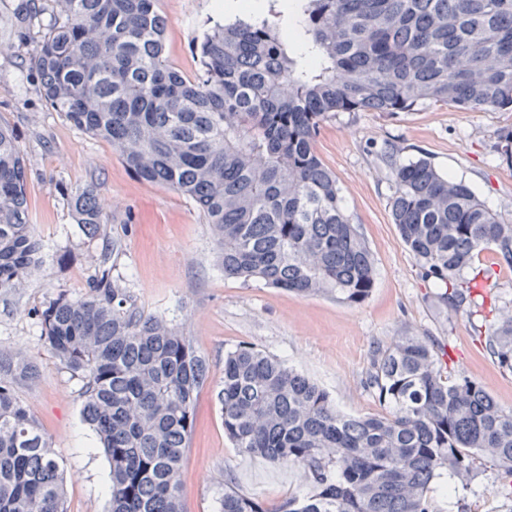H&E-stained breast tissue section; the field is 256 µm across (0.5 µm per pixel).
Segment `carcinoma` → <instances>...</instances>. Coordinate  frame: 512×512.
<instances>
[{"label": "carcinoma", "instance_id": "1", "mask_svg": "<svg viewBox=\"0 0 512 512\" xmlns=\"http://www.w3.org/2000/svg\"><path fill=\"white\" fill-rule=\"evenodd\" d=\"M33 51L45 103L109 141L140 179L189 197L209 224L224 277L360 304L372 255L335 174L315 149L338 112H403L430 100L512 109V0H294L275 23L217 22L183 76L165 55L158 0H17L42 21ZM391 217L422 278L456 313L479 312L477 257L512 267V224L462 181L418 159L391 163ZM75 223L98 235L91 187L72 196ZM45 262L29 221L27 171L0 123V295ZM41 336L82 381L83 417L110 464V512H184L181 466L209 364L192 342L137 304L111 269L89 291H59L36 310ZM487 350L512 371V315ZM30 358L0 353V512H67L48 438L19 401ZM369 386L385 411L347 415L283 360L240 345L224 354L217 399L238 453L300 467L308 492L278 512H437L436 495L468 488L479 465L502 469L512 502V410L476 381L448 376L441 351L401 336L377 353ZM219 512H266L224 483Z\"/></svg>", "mask_w": 512, "mask_h": 512}]
</instances>
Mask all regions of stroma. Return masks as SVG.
Listing matches in <instances>:
<instances>
[{
    "instance_id": "1",
    "label": "stroma",
    "mask_w": 512,
    "mask_h": 512,
    "mask_svg": "<svg viewBox=\"0 0 512 512\" xmlns=\"http://www.w3.org/2000/svg\"><path fill=\"white\" fill-rule=\"evenodd\" d=\"M230 0H159L169 19L166 55L185 75L198 69L194 49L208 18L227 15ZM39 25L0 19V122L13 128L26 158L31 222L47 262L19 293L0 296V351L21 352L39 366L17 396L48 434L63 469L67 512H109V463L82 418L81 383L47 350L33 314L58 291L80 297L116 252L115 271L142 308L177 324L209 363L179 479L187 512H217L225 482L275 512L289 494L303 493V473L238 453L224 434L216 392L224 355L249 345L283 359L329 392L343 411L381 413L367 386L378 350L398 337L420 336L445 348L451 374L466 375L505 410L512 409V372L487 351L477 328L494 315L467 318L442 302L422 278L391 219L390 163L420 158L469 185L493 212L512 223V164L502 130L512 111L460 110L424 101L404 112H340L315 140L335 175L348 213L375 267V285L362 303L330 295L299 297L259 282L225 278L216 265L211 230L193 203L167 187L137 178L107 141L68 123L40 97L32 74ZM94 187L106 217L88 240L75 224L70 192ZM440 512H505L496 467L486 464L461 491L458 507L439 499Z\"/></svg>"
}]
</instances>
